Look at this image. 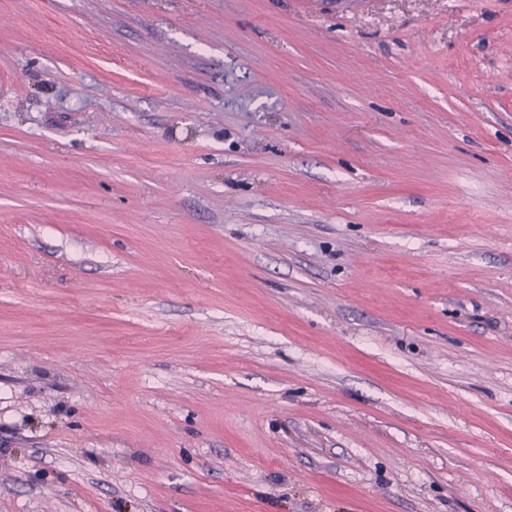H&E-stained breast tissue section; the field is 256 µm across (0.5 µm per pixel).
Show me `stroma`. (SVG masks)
<instances>
[{
  "instance_id": "1",
  "label": "stroma",
  "mask_w": 512,
  "mask_h": 512,
  "mask_svg": "<svg viewBox=\"0 0 512 512\" xmlns=\"http://www.w3.org/2000/svg\"><path fill=\"white\" fill-rule=\"evenodd\" d=\"M0 512H512V0H0Z\"/></svg>"
}]
</instances>
